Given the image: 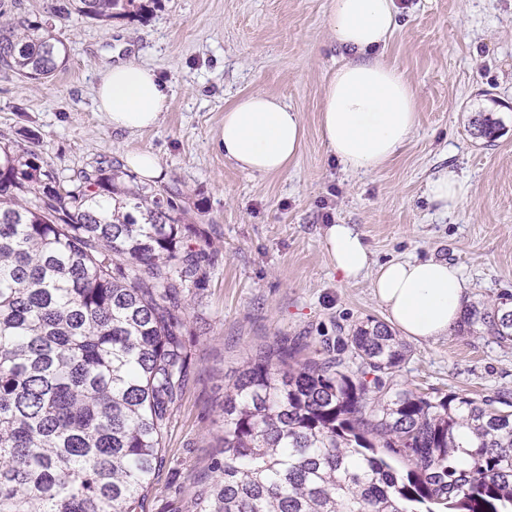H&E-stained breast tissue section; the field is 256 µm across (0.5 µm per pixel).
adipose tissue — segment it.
I'll return each mask as SVG.
<instances>
[{
    "label": "adipose tissue",
    "instance_id": "obj_1",
    "mask_svg": "<svg viewBox=\"0 0 512 512\" xmlns=\"http://www.w3.org/2000/svg\"><path fill=\"white\" fill-rule=\"evenodd\" d=\"M326 25L351 57L325 85L322 136L344 170L369 175L393 159L418 126L412 85L381 59L396 25L394 0H334ZM172 92L155 68L131 57L100 72L95 101L114 130L133 134L160 123ZM304 135L300 112L257 89L225 110L219 147L237 168L270 175L287 170ZM322 234L343 282L369 279L389 323L406 337L428 341L459 324L467 285L456 267L433 258L378 265L352 225L331 224Z\"/></svg>",
    "mask_w": 512,
    "mask_h": 512
}]
</instances>
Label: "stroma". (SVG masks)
Here are the masks:
<instances>
[{
  "label": "stroma",
  "instance_id": "stroma-1",
  "mask_svg": "<svg viewBox=\"0 0 512 512\" xmlns=\"http://www.w3.org/2000/svg\"><path fill=\"white\" fill-rule=\"evenodd\" d=\"M332 2L148 0L140 16L108 25L56 23L68 59L47 81L0 71V140L36 149L66 178L104 157L153 152L155 188L176 190L188 244L207 255L203 285L175 310L189 367L143 512H193L224 459V387L251 354L285 337L320 358L356 326L385 320L369 280L348 284L332 268L325 225H354L379 264L447 261L469 302L512 292V0H395L383 56L413 85L419 124L365 176L345 173L320 131L324 84L345 59L326 28ZM132 56L173 88L160 125L134 135L113 130L94 96L100 69ZM256 89L303 117L301 152L280 174L241 171L216 148L225 110ZM481 113L499 122L494 139L474 135ZM446 168L468 185L447 215L426 194ZM407 346L398 386L512 397L511 345L456 329Z\"/></svg>",
  "mask_w": 512,
  "mask_h": 512
}]
</instances>
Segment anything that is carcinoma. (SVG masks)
Wrapping results in <instances>:
<instances>
[{
  "mask_svg": "<svg viewBox=\"0 0 512 512\" xmlns=\"http://www.w3.org/2000/svg\"><path fill=\"white\" fill-rule=\"evenodd\" d=\"M141 2L62 0L45 19L0 21V70L47 80L67 55L53 22L107 24ZM175 212L172 191L128 186L111 161L67 182L37 151L0 146V512L142 508L185 386L173 308L205 275ZM464 323L511 345L512 293L469 305ZM297 353L276 341L227 387L224 463L194 512H512L506 396L386 384L408 349L378 321L348 356Z\"/></svg>",
  "mask_w": 512,
  "mask_h": 512,
  "instance_id": "cac0c4a2",
  "label": "carcinoma"
}]
</instances>
